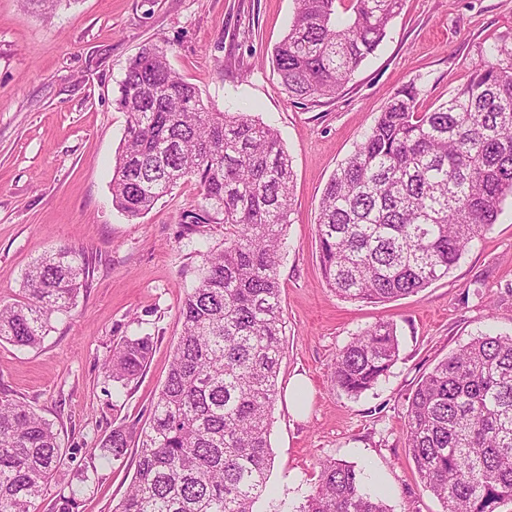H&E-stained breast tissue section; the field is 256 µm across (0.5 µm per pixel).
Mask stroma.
I'll return each instance as SVG.
<instances>
[{"mask_svg":"<svg viewBox=\"0 0 512 512\" xmlns=\"http://www.w3.org/2000/svg\"><path fill=\"white\" fill-rule=\"evenodd\" d=\"M293 0H62L39 15L0 0V301H15L28 266L60 246L82 250L86 287L41 347L0 345V397L31 405L54 424L66 452L52 492L96 468L80 512H112L137 465L101 464L93 450L114 427L147 426L181 330L182 302L203 255L223 251L226 224H188L202 198L180 182L146 216L112 205V165L127 116L114 104L130 61L165 48L173 67L224 112L276 128L294 171V211L278 277L285 350L272 414L270 497L256 512H293L320 462L355 466L392 512H442L405 446L407 399L441 359L482 333L512 336V199L448 275L417 294L357 303L326 288L317 217L338 165L364 140L390 98L415 84L431 110L483 67L490 48L512 47V0H404L391 30L336 95L295 103L270 63ZM379 321L397 329L398 361L351 396L331 368L340 349ZM151 335L154 353L129 385L104 359L123 338ZM306 380L303 417L288 404Z\"/></svg>","mask_w":512,"mask_h":512,"instance_id":"1","label":"stroma"}]
</instances>
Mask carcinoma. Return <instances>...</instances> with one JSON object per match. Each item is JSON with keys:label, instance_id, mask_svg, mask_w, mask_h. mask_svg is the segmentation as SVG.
<instances>
[{"label": "carcinoma", "instance_id": "cac0c4a2", "mask_svg": "<svg viewBox=\"0 0 512 512\" xmlns=\"http://www.w3.org/2000/svg\"><path fill=\"white\" fill-rule=\"evenodd\" d=\"M347 21L336 24L338 5ZM291 26L271 54L289 96L336 94L387 36L402 0H294ZM402 87L319 203L322 278L354 302L395 301L448 275L512 197V49L490 60L447 101L417 111ZM127 114L112 170L113 206L146 215L180 180L200 187L205 215L232 226L224 251L180 310L182 329L148 426H118L98 445L105 463L137 442L136 472L112 512H255L272 466L269 442L285 321L278 279L293 211V170L276 129L204 102L195 85L148 45L129 63L115 98ZM83 251L61 246L25 272L21 299L0 304V342L41 345L52 318L84 287ZM153 337L123 339L103 363L128 385L146 368ZM394 324L377 322L337 354L331 378L351 395L399 359ZM406 446L443 512H498L512 502V336L486 333L439 361L408 397ZM53 424L0 398V512H40L62 466ZM96 470H82L51 512H78ZM294 512H391L355 466L326 460Z\"/></svg>", "mask_w": 512, "mask_h": 512}]
</instances>
